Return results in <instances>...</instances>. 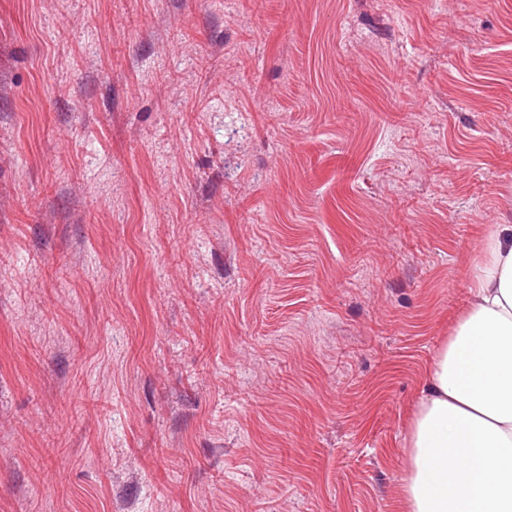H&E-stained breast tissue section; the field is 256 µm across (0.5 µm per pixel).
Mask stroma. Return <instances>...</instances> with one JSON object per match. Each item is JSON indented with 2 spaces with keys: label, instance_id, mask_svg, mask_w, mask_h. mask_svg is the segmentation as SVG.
Wrapping results in <instances>:
<instances>
[{
  "label": "stroma",
  "instance_id": "35a3bbf8",
  "mask_svg": "<svg viewBox=\"0 0 512 512\" xmlns=\"http://www.w3.org/2000/svg\"><path fill=\"white\" fill-rule=\"evenodd\" d=\"M492 224L512 0H0V512H403Z\"/></svg>",
  "mask_w": 512,
  "mask_h": 512
}]
</instances>
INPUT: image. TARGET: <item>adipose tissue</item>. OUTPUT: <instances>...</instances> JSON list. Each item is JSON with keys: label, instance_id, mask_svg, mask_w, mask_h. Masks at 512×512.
<instances>
[{"label": "adipose tissue", "instance_id": "ef3b65f1", "mask_svg": "<svg viewBox=\"0 0 512 512\" xmlns=\"http://www.w3.org/2000/svg\"><path fill=\"white\" fill-rule=\"evenodd\" d=\"M404 449L405 512H512V224L483 237Z\"/></svg>", "mask_w": 512, "mask_h": 512}]
</instances>
